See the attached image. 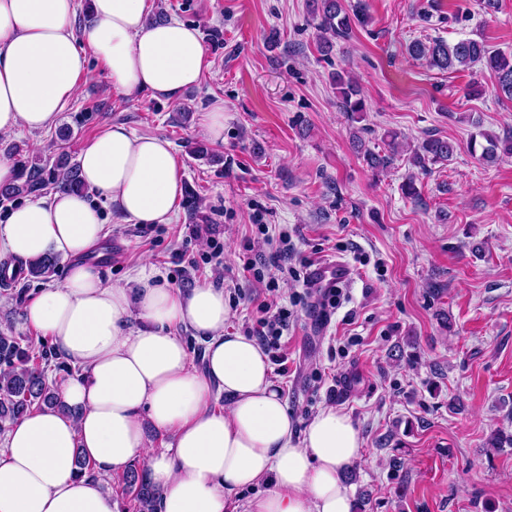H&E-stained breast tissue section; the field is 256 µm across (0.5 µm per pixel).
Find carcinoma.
I'll return each instance as SVG.
<instances>
[{
	"mask_svg": "<svg viewBox=\"0 0 512 512\" xmlns=\"http://www.w3.org/2000/svg\"><path fill=\"white\" fill-rule=\"evenodd\" d=\"M312 13L317 20V44L327 52L333 41L349 35L351 20L361 25L370 21L366 4L358 2L347 9L344 0H312ZM409 55L426 62L439 71H466L476 64L483 65L496 79V90L512 99V52L506 53L490 47L486 41L462 38L450 43L442 38L428 42L414 40L407 46ZM336 90L340 95L343 111L351 120L361 119L366 111V102L358 84L342 71L333 75ZM389 151L381 155L372 151L364 154V160L372 169L389 167L397 156L395 141L397 133L388 134ZM483 138L479 160L494 164L504 155H512V130L501 134L483 131L472 137L471 149L478 146L477 138ZM458 151V144L448 138L429 137L413 151L410 162L425 171L428 164L448 162ZM19 156L20 177L13 185L0 188V203L13 202L24 197L37 196L50 185L72 192H84L87 187L79 179L78 165L71 156L62 153L54 161L40 155L24 154L15 148ZM57 259L39 257L28 264L27 272L33 278L49 280L55 272ZM47 359V353H34L31 347L22 345L14 336L0 335V419L14 421L24 414L43 408L66 410L60 400L56 386L48 381L46 367L38 359ZM123 493L131 497L135 512H156L159 493L146 480L144 472L133 465L122 476Z\"/></svg>",
	"mask_w": 512,
	"mask_h": 512,
	"instance_id": "obj_1",
	"label": "carcinoma"
}]
</instances>
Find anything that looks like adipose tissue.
<instances>
[{
	"label": "adipose tissue",
	"mask_w": 512,
	"mask_h": 512,
	"mask_svg": "<svg viewBox=\"0 0 512 512\" xmlns=\"http://www.w3.org/2000/svg\"><path fill=\"white\" fill-rule=\"evenodd\" d=\"M90 14L83 48L75 0H0V135L55 126L89 49L121 93L172 100L198 86L208 61L197 28L153 20L149 0H91ZM78 163L82 182L125 220H172L183 179L165 138L114 124ZM107 236L102 212L72 192L27 201L0 224V260L70 263L62 283L28 299L23 321L74 368L60 394L77 410L13 422L0 444V512H118L102 479L137 461L160 492L157 512H352L347 477L363 442L351 418L327 406L296 433L264 348L226 331L223 287L172 288L152 265L136 271L132 287L104 282L88 258ZM182 328L202 343V368ZM150 428L170 443L154 449ZM80 455L95 476L78 472ZM249 488L255 496L243 497Z\"/></svg>",
	"instance_id": "obj_1"
}]
</instances>
